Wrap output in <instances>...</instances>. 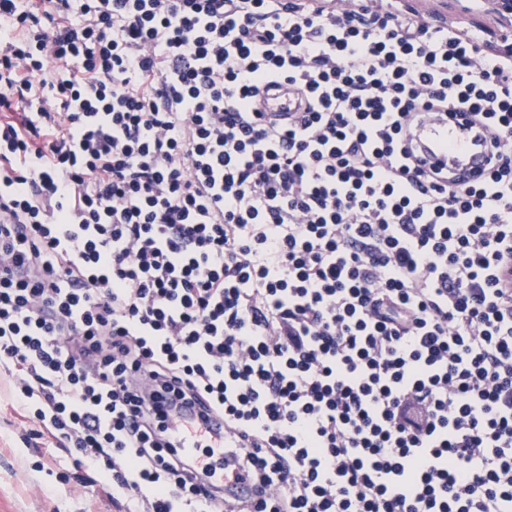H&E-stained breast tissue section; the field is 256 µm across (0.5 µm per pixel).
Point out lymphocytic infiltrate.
Here are the masks:
<instances>
[{
	"label": "lymphocytic infiltrate",
	"instance_id": "lymphocytic-infiltrate-1",
	"mask_svg": "<svg viewBox=\"0 0 512 512\" xmlns=\"http://www.w3.org/2000/svg\"><path fill=\"white\" fill-rule=\"evenodd\" d=\"M486 32L402 0H0V369L81 486L512 512V48ZM454 111L496 144L483 183L411 158ZM198 398L224 436L183 453ZM294 108V99L288 94L286 86L277 90L271 89L268 94L264 93L261 97V109L266 112L267 117L284 118L288 112H293Z\"/></svg>",
	"mask_w": 512,
	"mask_h": 512
}]
</instances>
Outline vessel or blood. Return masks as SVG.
<instances>
[{
  "label": "vessel or blood",
  "instance_id": "vessel-or-blood-1",
  "mask_svg": "<svg viewBox=\"0 0 512 512\" xmlns=\"http://www.w3.org/2000/svg\"><path fill=\"white\" fill-rule=\"evenodd\" d=\"M295 108L287 88L270 90L261 98L267 116L286 117ZM425 161L447 169L448 178L462 185L482 182L493 168L495 148L491 139L472 128L464 113H450L447 119L430 121L416 133Z\"/></svg>",
  "mask_w": 512,
  "mask_h": 512
}]
</instances>
